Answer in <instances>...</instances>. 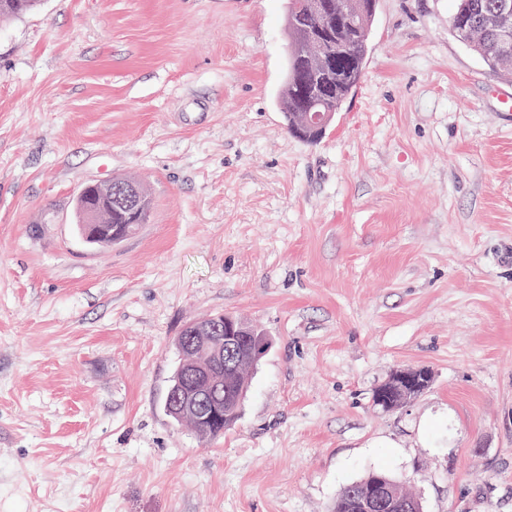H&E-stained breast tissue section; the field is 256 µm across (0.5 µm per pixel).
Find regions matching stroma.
Here are the masks:
<instances>
[{"label":"stroma","mask_w":512,"mask_h":512,"mask_svg":"<svg viewBox=\"0 0 512 512\" xmlns=\"http://www.w3.org/2000/svg\"><path fill=\"white\" fill-rule=\"evenodd\" d=\"M288 0H42L0 23V512H329L381 469L512 512V78L454 0H378L321 139L278 106ZM151 212L107 248L87 184ZM271 341L238 420L163 404L184 325ZM432 382L374 406L398 368ZM87 187L78 193V209L80 224H85L89 229L99 228L96 233L87 232L89 241H118L122 237H112L102 227L112 224V232L120 230L123 225L146 224L149 218L151 201L148 193L143 206L137 211H126L113 204L112 200L119 201L125 207L139 208L144 197L142 185L130 178L109 181L105 184H96L97 201L88 204L86 199ZM113 194V196H112Z\"/></svg>","instance_id":"obj_1"}]
</instances>
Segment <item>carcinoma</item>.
Instances as JSON below:
<instances>
[{"instance_id": "cac0c4a2", "label": "carcinoma", "mask_w": 512, "mask_h": 512, "mask_svg": "<svg viewBox=\"0 0 512 512\" xmlns=\"http://www.w3.org/2000/svg\"><path fill=\"white\" fill-rule=\"evenodd\" d=\"M39 4L40 0H0V20L27 14ZM376 6L377 0H324L320 15L287 20L289 41L299 38L305 42L297 57L287 58L279 97L291 134L317 140L323 128L307 123L304 113L336 115L361 82ZM449 26L490 71L512 72V0H455ZM150 207L148 197L137 211L112 205V231L127 224L147 223ZM372 484L402 491L387 474L374 471L346 487L332 512H361V496Z\"/></svg>"}]
</instances>
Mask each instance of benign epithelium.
Instances as JSON below:
<instances>
[{
    "label": "benign epithelium",
    "instance_id": "7a95c632",
    "mask_svg": "<svg viewBox=\"0 0 512 512\" xmlns=\"http://www.w3.org/2000/svg\"><path fill=\"white\" fill-rule=\"evenodd\" d=\"M97 201L89 203L86 189L78 193L80 223L98 232L87 233L89 241H111L104 226L112 223V201L138 208L144 197L142 185L130 178L96 185ZM250 335L246 324L231 316L218 314L185 325L175 345L180 366L165 398L166 413L179 423L199 432L203 424L225 408L224 379L236 382L231 405L239 409L247 392L252 372L270 349V340L261 333L244 348L240 337ZM431 382L424 367L400 368L392 372L379 390L378 400L389 409L410 402ZM417 500L404 497L389 488L371 486L365 512H416Z\"/></svg>",
    "mask_w": 512,
    "mask_h": 512
}]
</instances>
